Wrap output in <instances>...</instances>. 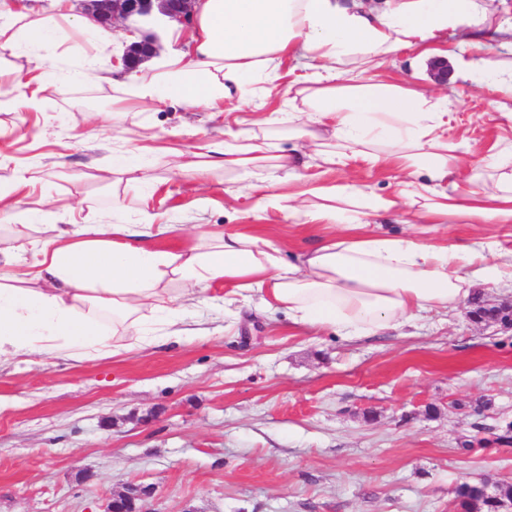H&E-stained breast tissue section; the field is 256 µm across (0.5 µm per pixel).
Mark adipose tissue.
Segmentation results:
<instances>
[{
  "label": "adipose tissue",
  "mask_w": 512,
  "mask_h": 512,
  "mask_svg": "<svg viewBox=\"0 0 512 512\" xmlns=\"http://www.w3.org/2000/svg\"><path fill=\"white\" fill-rule=\"evenodd\" d=\"M491 0H386L365 12L342 0H200L184 50L166 52L131 72L112 98L115 110L154 108L178 99L222 111L249 85L268 78L277 59L302 51L315 71L295 90L285 120L315 157L330 164L359 156L394 160L402 176L396 196L369 195L356 185L315 186L312 202L292 204L269 193L259 204L307 222L347 216L340 235L283 259L271 242L251 234L218 233L175 253L142 245V229L114 224L110 238L42 224L29 270L11 272L19 249L0 234V363L31 354L66 352L84 361L149 343L144 311L164 313L176 326L183 312L161 283L167 274L191 285L224 280L225 303L258 301L287 313L290 322L360 338L407 324L421 313L454 307L475 282L512 280V250L492 243L436 246L413 236L364 231V216L423 200L426 213L472 223L512 224V173L505 151L491 152L461 173L460 146L444 135V98L397 83L358 84L356 70L379 68L386 57L416 49L419 60L455 59L459 70L481 66L479 39L450 47L443 34L479 30ZM90 38L98 53L109 37L89 20H76L67 0L52 14L0 0V62H44L71 34ZM277 143L237 135L196 144L194 156L250 174L269 168ZM426 181H419L418 173Z\"/></svg>",
  "instance_id": "ef3b65f1"
}]
</instances>
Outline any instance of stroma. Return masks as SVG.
<instances>
[{"mask_svg":"<svg viewBox=\"0 0 512 512\" xmlns=\"http://www.w3.org/2000/svg\"><path fill=\"white\" fill-rule=\"evenodd\" d=\"M284 59L257 97L211 112L178 101L157 110L112 108L110 83L92 78L46 89L40 110H0V186L16 169L35 177L0 219L25 244V270L40 238L21 216L43 209L50 224H179L156 240L183 252L201 234L243 232L301 252L337 232L262 209L267 173L245 181L223 167L195 171L188 148L223 139L236 119L266 114L284 156L277 193L350 182L366 193L399 189L393 164L356 158L308 162L305 140L280 117L294 95ZM448 100L449 140L476 153L512 144V121L491 103L503 93L449 66L427 78ZM167 137L183 157L153 153L127 171L112 156ZM429 243L497 242L512 249V224L449 218ZM217 302L189 311L180 342L120 350L87 361L31 355L0 365V512H105L130 483L152 487L142 512H462L453 490L490 479L512 484V329L472 319L471 299L405 326L345 340L289 326L257 303ZM473 451H462L464 442Z\"/></svg>","mask_w":512,"mask_h":512,"instance_id":"1","label":"stroma"}]
</instances>
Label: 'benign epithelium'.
I'll use <instances>...</instances> for the list:
<instances>
[{
  "label": "benign epithelium",
  "mask_w": 512,
  "mask_h": 512,
  "mask_svg": "<svg viewBox=\"0 0 512 512\" xmlns=\"http://www.w3.org/2000/svg\"><path fill=\"white\" fill-rule=\"evenodd\" d=\"M195 2L196 0H87V15L100 24H107L117 19L127 21L138 18L142 21H151L158 17H165L187 25L193 19L192 6ZM156 52L155 40L148 36L125 46L122 60L126 68L132 69ZM150 494L149 487L130 483L122 493L112 498L105 512H121L118 509L121 501L133 504Z\"/></svg>",
  "instance_id": "1"
}]
</instances>
